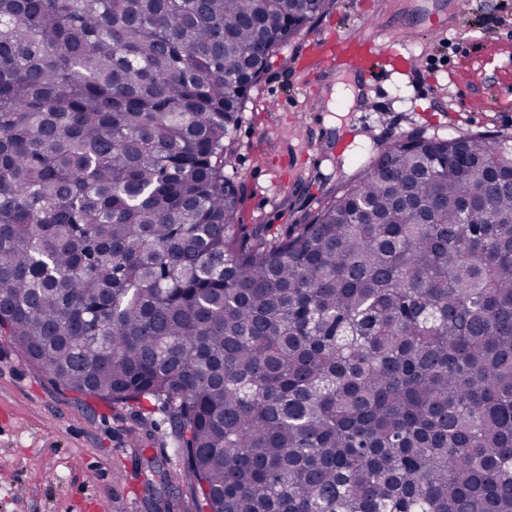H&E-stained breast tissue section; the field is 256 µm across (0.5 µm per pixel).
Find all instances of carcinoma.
<instances>
[{
  "label": "carcinoma",
  "instance_id": "cac0c4a2",
  "mask_svg": "<svg viewBox=\"0 0 512 512\" xmlns=\"http://www.w3.org/2000/svg\"><path fill=\"white\" fill-rule=\"evenodd\" d=\"M334 4L0 0V336L162 407L196 512H512L511 136L397 138L230 233L247 91Z\"/></svg>",
  "mask_w": 512,
  "mask_h": 512
}]
</instances>
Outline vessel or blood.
I'll list each match as a JSON object with an SVG mask.
<instances>
[{"label":"vessel or blood","mask_w":512,"mask_h":512,"mask_svg":"<svg viewBox=\"0 0 512 512\" xmlns=\"http://www.w3.org/2000/svg\"><path fill=\"white\" fill-rule=\"evenodd\" d=\"M317 52L328 66L346 69L366 75L375 80L385 70H405L407 60L394 47L377 43L374 39L360 35L339 37H317Z\"/></svg>","instance_id":"obj_1"}]
</instances>
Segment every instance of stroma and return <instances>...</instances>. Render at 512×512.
<instances>
[{
	"label": "stroma",
	"mask_w": 512,
	"mask_h": 512,
	"mask_svg": "<svg viewBox=\"0 0 512 512\" xmlns=\"http://www.w3.org/2000/svg\"><path fill=\"white\" fill-rule=\"evenodd\" d=\"M329 31L391 40L405 74L368 81L341 70L313 82L311 43ZM284 54L231 134L238 236L284 235L377 145L409 132L512 135V0H336ZM339 84L350 98L333 99ZM145 457L182 468L165 414L143 419L60 390L0 336V512H153Z\"/></svg>",
	"instance_id": "obj_1"
}]
</instances>
